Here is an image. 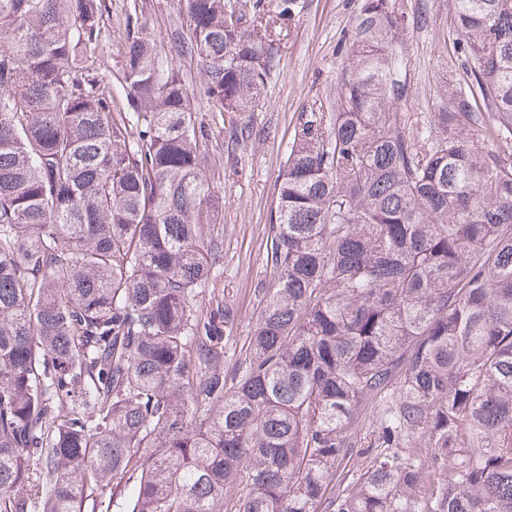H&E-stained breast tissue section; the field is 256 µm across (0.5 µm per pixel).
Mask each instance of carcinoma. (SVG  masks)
Segmentation results:
<instances>
[{
	"label": "carcinoma",
	"instance_id": "obj_1",
	"mask_svg": "<svg viewBox=\"0 0 512 512\" xmlns=\"http://www.w3.org/2000/svg\"><path fill=\"white\" fill-rule=\"evenodd\" d=\"M179 2L159 46L131 0L114 112L106 0H0V512H512V0H449L463 80L416 127L406 12L362 0L228 373L232 314L203 305L224 199L182 66L208 111L252 112L279 38L264 0Z\"/></svg>",
	"mask_w": 512,
	"mask_h": 512
}]
</instances>
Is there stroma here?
<instances>
[{
  "mask_svg": "<svg viewBox=\"0 0 512 512\" xmlns=\"http://www.w3.org/2000/svg\"><path fill=\"white\" fill-rule=\"evenodd\" d=\"M299 2L300 12L282 28L280 64L255 111L223 115L206 111L200 75H187L193 105L210 128L207 173L224 196V272L207 290L204 302L210 308L222 304L233 310L235 341L228 344L224 358L229 366L256 321V290L270 278L267 233L297 117L309 108L333 104L336 78L346 60L343 45L361 6V0ZM402 2L410 19L401 39L409 87L404 109L415 118L433 112L442 86L460 78L462 71L453 49L456 34L448 0ZM139 3L152 37L166 43L181 21L178 0ZM107 5L93 60L99 80L112 96L113 109L119 111L125 106L120 71L129 0H107ZM421 15L426 16V24H418ZM234 121L250 123L255 134L232 154L223 140L225 126Z\"/></svg>",
  "mask_w": 512,
  "mask_h": 512,
  "instance_id": "35a3bbf8",
  "label": "stroma"
}]
</instances>
